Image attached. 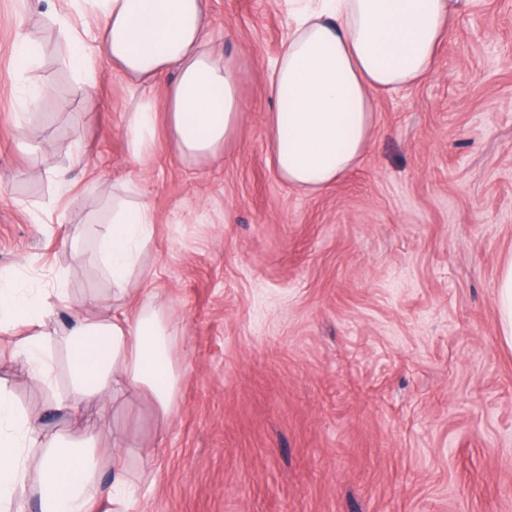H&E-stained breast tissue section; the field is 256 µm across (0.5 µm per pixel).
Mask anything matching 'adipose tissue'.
Returning a JSON list of instances; mask_svg holds the SVG:
<instances>
[{"instance_id":"obj_1","label":"adipose tissue","mask_w":512,"mask_h":512,"mask_svg":"<svg viewBox=\"0 0 512 512\" xmlns=\"http://www.w3.org/2000/svg\"><path fill=\"white\" fill-rule=\"evenodd\" d=\"M75 13L93 16L80 28L73 15L54 21L73 51L83 92L94 87L92 54L107 57L131 89L165 74L163 107L138 100L123 128L133 158L155 145L157 112L166 135L187 160L216 156L241 121L239 66L209 45L203 0H71ZM453 0H321L294 13L293 27L267 77L274 165L288 184L306 191L326 187L355 165L368 142L377 93L427 77L453 20ZM153 215L144 203L112 193V215L93 229L94 254L112 283V297L95 301L64 338L70 353L71 393L53 397L52 410L78 418L83 401L102 410L138 396L151 398L170 418L179 380L168 357L163 316L129 311L132 287L143 276L141 256L152 239ZM52 297L0 289V333L23 336L13 351L33 378L51 385L52 355L45 320ZM0 386V512H26L36 497L40 512H94L103 461L98 437H41ZM38 485L28 489L29 469Z\"/></svg>"}]
</instances>
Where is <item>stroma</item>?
I'll use <instances>...</instances> for the list:
<instances>
[{
  "label": "stroma",
  "instance_id": "35a3bbf8",
  "mask_svg": "<svg viewBox=\"0 0 512 512\" xmlns=\"http://www.w3.org/2000/svg\"><path fill=\"white\" fill-rule=\"evenodd\" d=\"M64 7L0 0V288L63 277L56 328L110 296L89 230L113 185H137L154 216L139 303L170 326L174 409L83 417L107 460L126 431L135 512H512L496 295L512 256V0H456L431 76L378 95L360 161L313 194L272 160L264 84L286 0H204L214 48L240 63L242 118L198 162L162 130L131 156L122 128L152 91L130 96L101 57L88 106L53 20ZM22 34L41 46L24 68ZM46 342L52 387L1 335L0 384L67 432L46 406L70 392L68 351Z\"/></svg>",
  "mask_w": 512,
  "mask_h": 512
}]
</instances>
